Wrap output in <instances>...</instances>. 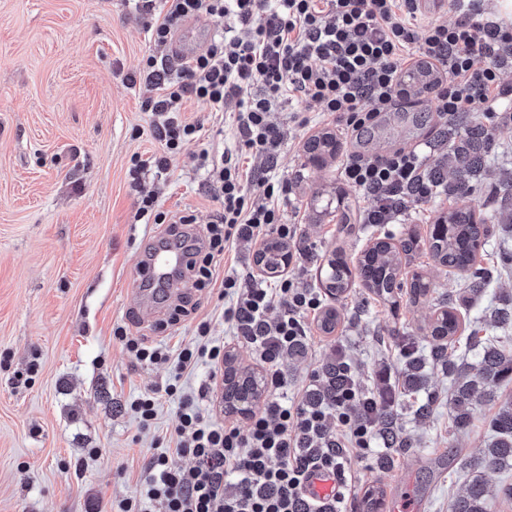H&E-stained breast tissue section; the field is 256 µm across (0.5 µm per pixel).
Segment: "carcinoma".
<instances>
[{"label":"carcinoma","mask_w":512,"mask_h":512,"mask_svg":"<svg viewBox=\"0 0 512 512\" xmlns=\"http://www.w3.org/2000/svg\"><path fill=\"white\" fill-rule=\"evenodd\" d=\"M443 137L448 142V152L436 166L425 171L428 181L435 187L448 192V196L464 199L470 196L473 187L488 171V158L495 146L494 133L488 129L474 112H459L452 116ZM307 150L313 154H336V138L328 132L322 133L308 143ZM421 200L413 186L389 199V203L403 209ZM495 219L499 224H512V184L502 183L497 199ZM490 227L485 218H475L472 206L464 204L448 214L439 217L428 241V252L432 260L440 266L470 273L467 288L471 295L480 296L485 292L489 273L476 266V252L485 245ZM285 244L277 240L268 243L262 252L264 263L274 268L280 262ZM417 248L416 240L408 239L397 248L385 240L377 241L364 252L359 261L358 274L364 287L386 300L393 294L408 289L412 298L429 292V284L417 276L411 282L402 277L403 256ZM354 285L352 273L343 258L336 252L328 260L323 286L332 296L338 298ZM459 324L452 310H443L430 322L427 333L431 337V358L445 363L456 375L454 386L448 395V408L452 422L458 431L466 430L471 424L472 412L476 403L494 398V391L504 383L512 382V346L507 347L495 339H487L481 344L478 360L459 365L448 359V348L454 342ZM405 375L401 383L389 396L396 400L400 393L417 390L425 383L427 359L417 349L406 355ZM227 375H238L247 386V391L256 398L262 393L260 380L245 369H239L230 359H225ZM321 385L310 396L314 403L327 402L334 395L336 385L342 377L339 366L332 362L320 374ZM375 420L382 437L390 448L404 447V441L395 429L392 410L378 407ZM495 439L483 450V457L494 466L512 464V401L499 407L493 418ZM511 498L512 486L489 489L481 476L473 477L463 492L454 495L448 502V512H493L497 499Z\"/></svg>","instance_id":"carcinoma-1"}]
</instances>
